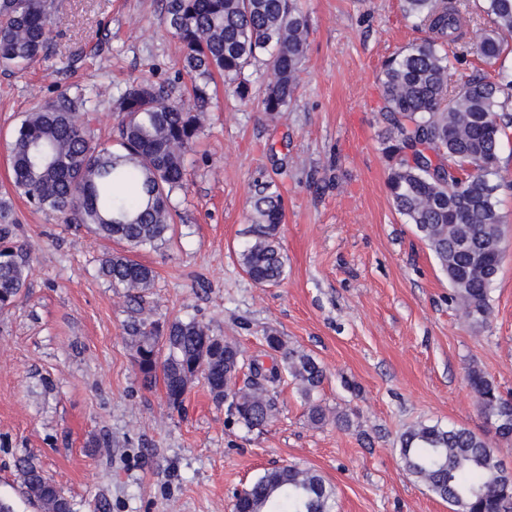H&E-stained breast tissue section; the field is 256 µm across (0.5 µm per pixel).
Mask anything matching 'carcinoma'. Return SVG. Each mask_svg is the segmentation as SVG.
<instances>
[{
  "label": "carcinoma",
  "mask_w": 512,
  "mask_h": 512,
  "mask_svg": "<svg viewBox=\"0 0 512 512\" xmlns=\"http://www.w3.org/2000/svg\"><path fill=\"white\" fill-rule=\"evenodd\" d=\"M490 29L472 49L485 62L499 59L512 37V0H484ZM406 14L428 37L390 59L382 71L386 124L381 151L388 162L387 189L395 210L414 225L448 274L452 298L467 321L484 324L495 279L475 269L486 264L498 226L491 177L499 146L512 127V81L502 84L454 67L442 48L465 43L461 0H403ZM54 0H0V67L25 69L48 56ZM163 22L183 47L182 69L193 79V101H174L165 88L134 81L113 99L117 134L112 144L89 128V100L60 96L25 113L13 130V186L33 207L125 245L107 257L101 272L130 300L143 301L154 271L131 257L166 240L174 224L172 198L186 188L185 157L202 126L208 88L215 76L236 85L243 102L250 87L247 67L263 62L270 72L262 111L275 119L288 109L307 46L309 24L299 0H163ZM252 224L239 251V265L257 285L280 283L287 257L281 244L284 201L265 184L250 200ZM10 201L0 200V310L21 297L29 275L25 249L14 239ZM466 235L469 248L457 246ZM126 334L144 385L162 376L167 403L180 407L177 391L195 380L202 350L211 356L207 384L213 396L231 399L238 423L249 431L274 417L271 391L290 378L308 403V420L320 425L325 409L313 401L324 379L320 363L299 346L266 331V347L279 354L278 369L266 377L245 362L238 346L195 319L165 325L134 321ZM248 366L249 382L224 387L228 366ZM477 406L496 434L512 437V400L480 370L467 375ZM406 471L459 512H512V475L475 432L457 426L419 425L400 439ZM22 484L43 512H73L71 502L50 489L41 469L25 463ZM238 512H335L333 487L311 468L295 464L267 469L236 498Z\"/></svg>",
  "instance_id": "cac0c4a2"
}]
</instances>
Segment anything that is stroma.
<instances>
[{
	"instance_id": "stroma-1",
	"label": "stroma",
	"mask_w": 512,
	"mask_h": 512,
	"mask_svg": "<svg viewBox=\"0 0 512 512\" xmlns=\"http://www.w3.org/2000/svg\"><path fill=\"white\" fill-rule=\"evenodd\" d=\"M309 20L294 100L269 120L260 106L264 64L245 76L241 102L223 78L211 83L204 126L175 195L170 241L137 260L155 274L142 303L99 271L122 244L68 227L58 213L13 196L15 238L29 254L22 297L0 311V504L38 512L19 464L30 461L74 512H234L235 495L264 470L295 463L336 490V512H453L407 474L400 437L421 424H457L483 435L512 469L467 381L481 370L512 393V138L495 178L504 225L486 324L470 325L449 298L448 277L415 227L391 204L380 75L426 33L401 0H300ZM161 0H55L47 59L0 69V193L10 190L11 132L39 103L90 94V127L111 140L112 99L135 79L187 99L178 38ZM271 183L281 194L286 278L261 287L237 252L251 224L250 199ZM193 318L264 353L276 330L324 369L314 394L334 422L312 426L292 382L271 423L252 432L204 379L181 409L163 383L145 388L125 333L137 320Z\"/></svg>"
}]
</instances>
